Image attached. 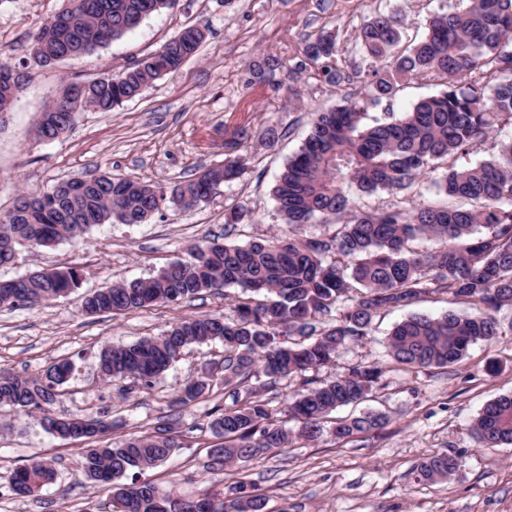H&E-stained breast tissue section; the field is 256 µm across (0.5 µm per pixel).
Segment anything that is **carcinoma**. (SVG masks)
Wrapping results in <instances>:
<instances>
[{
  "label": "carcinoma",
  "instance_id": "cac0c4a2",
  "mask_svg": "<svg viewBox=\"0 0 512 512\" xmlns=\"http://www.w3.org/2000/svg\"><path fill=\"white\" fill-rule=\"evenodd\" d=\"M178 0H68V6L41 23L30 35L31 55L44 69L94 52L137 29ZM402 10L378 12L362 23L357 43L368 67L362 97L347 98L330 110L316 112L311 131L288 160L274 188L277 210L287 225L281 235L255 237L243 245L204 238L189 252L147 278L120 282L86 297L91 315L146 310L162 303H182L212 289L236 286L231 315L184 318L156 337L103 347L97 370L105 382L131 378L152 388L177 362L185 348L220 342L224 361L202 369L175 401L187 406L222 384L233 389L232 404L207 413L213 434L224 440L215 449L211 468L256 460L292 442L321 438L329 414L357 404L387 371L378 362L356 364L324 380L306 376L336 363L342 347L369 334L374 319L403 309L430 294H446L469 311L431 317L412 314L398 323L387 340L388 356L409 369L443 368L462 361L470 347L500 334L497 312L512 306V137L488 163L458 167L451 163L436 186L444 195L475 203L472 208L421 203L406 211L369 212L355 207L352 192H400L421 175L464 154L486 134L512 127V79L491 89L470 82L477 73L512 71V0H465V5L427 18L417 40L403 42ZM210 33L201 19L185 26L156 52L118 72L89 80L79 111L67 113L54 103L40 112L37 134L52 141L68 132L81 113L116 112L167 72L198 52ZM338 34L320 31L303 43V53L321 64L329 83L342 79L337 69ZM439 75L445 88L412 108L373 126L362 123L365 101L391 99L397 88L415 78ZM28 73L0 63V114L8 112ZM282 131L268 124L258 139L276 148ZM245 172L241 155L202 170L166 190L158 184L107 172L65 178L38 196L24 193L0 215V264L19 249L51 247L85 235L101 224H142L167 208L188 211L210 201L221 185ZM336 219L319 238L302 239L291 229ZM433 242L418 250L413 242ZM81 269H37L0 288V308L31 307L79 288ZM69 361L61 360L34 376L0 373V407L42 414L44 429L62 440L105 433L102 417L56 414L53 407L68 381ZM266 384H261L262 378ZM302 378L288 399L286 429L274 418L262 387L281 379ZM388 424L385 415L366 414L333 423L336 441ZM178 419L170 418L146 436L119 443H86L78 462L85 478L122 506V512H264L265 498L246 491L230 494L205 487L183 501L172 491L138 481L137 472L167 459L175 448ZM474 438L484 448L512 445V395L490 400L475 418ZM458 467L445 453L417 468L421 482L448 480ZM56 477L48 462L34 460L16 468L9 489L19 498L34 496ZM131 478L126 483L124 479Z\"/></svg>",
  "mask_w": 512,
  "mask_h": 512
}]
</instances>
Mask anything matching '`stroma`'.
<instances>
[{"label":"stroma","mask_w":512,"mask_h":512,"mask_svg":"<svg viewBox=\"0 0 512 512\" xmlns=\"http://www.w3.org/2000/svg\"><path fill=\"white\" fill-rule=\"evenodd\" d=\"M66 0H0V55L31 68L32 78L0 124V213L12 208L20 193L46 190L57 180L90 171L150 181L164 187L191 179L202 169L223 163L240 131L255 134L265 123L284 132L274 150L255 149L249 168L210 202L189 212L164 211L145 224H106L84 237L51 248L23 251L16 262L0 266L8 279L37 268L77 266L79 291L40 306L0 309V370L32 375L62 359L75 370L57 410L78 416L103 415L111 422L109 440L154 431L160 416L176 414L181 448L164 463L142 471L141 480L173 490L175 497H197L204 485L225 492L237 480L250 483L267 499L269 512H512V446L479 447L471 424L484 405L512 394V308L498 319L501 334L472 346L461 362L443 368L393 371L385 387L375 389L341 415L376 411L390 422L381 431L350 442L324 435L318 442L295 443L265 459L242 462L221 471L208 468L218 445L206 413L230 404L224 388L174 411L172 397L203 363L224 356L221 343L186 350L152 388L98 380L95 356L105 344L130 343L157 336L180 318L228 312L239 290L204 293L182 304L157 305L121 314L88 315L84 295L120 281L146 278L205 237L243 244L280 232L281 218L272 188L288 158L301 146L313 112L328 109L361 89L356 71L365 64L356 36L363 20L398 7L406 14L408 37L424 32L430 14L452 9L456 0H179L176 8L144 20L134 32L97 52L68 59L51 70L33 67L31 32ZM211 32L198 54L149 86L117 112L83 113L73 129L45 141L36 134L38 111L68 81H85L118 71L156 51L184 25L199 18ZM329 28L339 35L337 66L341 81L328 83L302 52L308 35ZM275 57L284 67L259 80L249 66ZM444 86L441 77L409 82L389 100L367 103L366 124L389 112H405ZM435 175L419 177L397 194H356L363 208H412L426 201L447 204L438 194ZM251 214L239 232L225 234L224 215L240 202ZM405 311L378 315L366 341L346 345L332 376L361 362H387L386 339ZM501 369L489 374V361ZM456 457L459 467L448 481H417V468L433 455ZM79 442L46 432L36 418L0 408V512H120L109 494L91 487L77 468ZM34 457L50 461L57 480L33 499L11 496V472Z\"/></svg>","instance_id":"1"}]
</instances>
